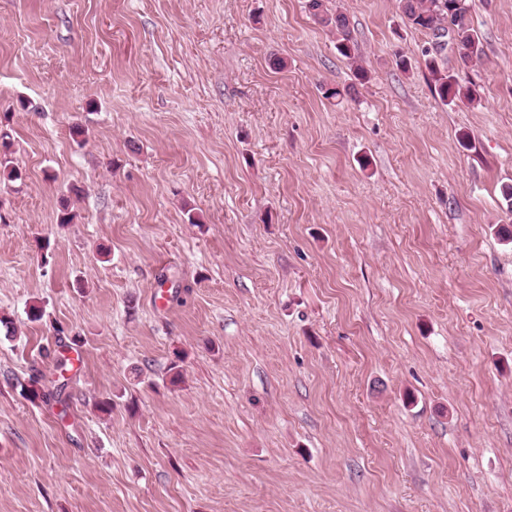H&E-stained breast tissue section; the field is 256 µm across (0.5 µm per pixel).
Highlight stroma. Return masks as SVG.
I'll return each instance as SVG.
<instances>
[{
    "mask_svg": "<svg viewBox=\"0 0 512 512\" xmlns=\"http://www.w3.org/2000/svg\"><path fill=\"white\" fill-rule=\"evenodd\" d=\"M468 3L447 106L398 0L327 2L362 84L306 0H0V512H512V0ZM306 6L315 20L336 36V49L354 66L358 78L365 80L367 72L358 63L360 58L358 46L354 40L348 17L344 13L337 12V9L333 13L330 12L326 7L325 0H308ZM429 58L426 59V66L431 75V81L434 85V92L444 105L466 102L478 104L480 102V92L476 84L468 81L464 84L460 81L459 73L441 70L436 56H431L430 51L426 53Z\"/></svg>",
    "mask_w": 512,
    "mask_h": 512,
    "instance_id": "obj_1",
    "label": "stroma"
}]
</instances>
